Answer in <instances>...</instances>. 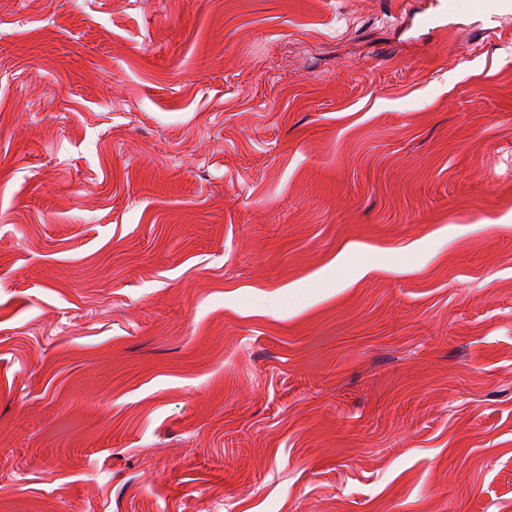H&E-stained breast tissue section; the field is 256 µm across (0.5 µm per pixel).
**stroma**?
<instances>
[{"mask_svg":"<svg viewBox=\"0 0 512 512\" xmlns=\"http://www.w3.org/2000/svg\"><path fill=\"white\" fill-rule=\"evenodd\" d=\"M423 3L0 0V512H512V15ZM453 0H431L428 5L415 12L409 21L410 28L416 26L419 29L442 25L448 21L453 11L450 2ZM415 21V23H414Z\"/></svg>","mask_w":512,"mask_h":512,"instance_id":"35a3bbf8","label":"stroma"}]
</instances>
